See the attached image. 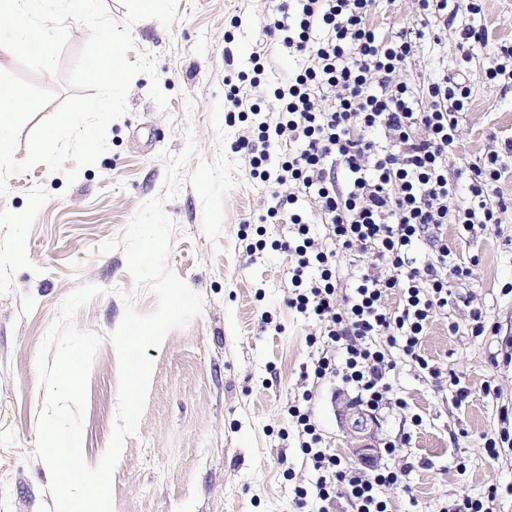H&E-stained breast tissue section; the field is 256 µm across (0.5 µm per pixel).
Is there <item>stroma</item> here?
I'll return each instance as SVG.
<instances>
[{
	"instance_id": "stroma-1",
	"label": "stroma",
	"mask_w": 512,
	"mask_h": 512,
	"mask_svg": "<svg viewBox=\"0 0 512 512\" xmlns=\"http://www.w3.org/2000/svg\"><path fill=\"white\" fill-rule=\"evenodd\" d=\"M458 22L475 20L492 40L512 44V0H483L469 15L460 0ZM277 0H178L179 20L169 28L145 19L135 23L136 51L154 57L157 79L136 75L128 112L110 123L108 149L75 182L64 173L34 166L10 178L0 197V512H39L53 507L50 471L35 455L37 418L46 388L36 366L39 346L65 297L91 283L106 293L77 314L76 324L103 336L87 383L83 457L97 466L113 432L119 364L108 339L120 324L122 294L136 310L152 313L155 296L139 287L123 250L95 248L121 238L139 206L163 191L162 151L180 154L193 130L205 157L217 151L211 125L215 102L225 99V77L251 71L250 57L266 58L263 85H282L300 64L281 42L264 32ZM420 16L418 0H376L370 23L384 37L398 35ZM89 33L71 25L60 58L61 75L30 74L54 99L35 116L50 117L74 95L65 77ZM454 25L429 23L401 77L416 89L443 76L469 78L471 105L460 120L449 171L482 161L512 136V84L489 81L496 58L474 45L471 62L461 60ZM168 95L167 111L149 96L152 83ZM272 190L240 166L224 199L223 238L218 256L202 232V200L191 184L165 204L177 226L167 257L170 270L202 299V313L148 348L154 361L146 410L128 436L114 470V512H297L295 487H310L288 408L311 390L312 418L325 442L352 463L350 441L334 400L347 393L341 380L303 381L314 352L308 337L315 320L289 308L288 269L294 258L279 242L293 235L287 219L264 222ZM467 277H450L448 306L439 310L422 338V351L442 371L440 378L398 361L390 382L402 406L379 410L378 443L395 442V456L382 465L411 462L403 484L386 489L393 512H443L456 496L483 500L498 494L493 512H512V447L490 457L487 435L512 432V363L499 359L512 340V208L501 223L478 224L469 234L458 225L440 232ZM265 248L249 256L246 245ZM483 308L496 333L478 338L468 330L470 313ZM457 325L450 333L449 325ZM469 397L456 402L450 374Z\"/></svg>"
}]
</instances>
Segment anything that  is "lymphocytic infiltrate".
Listing matches in <instances>:
<instances>
[{"label": "lymphocytic infiltrate", "mask_w": 512, "mask_h": 512, "mask_svg": "<svg viewBox=\"0 0 512 512\" xmlns=\"http://www.w3.org/2000/svg\"><path fill=\"white\" fill-rule=\"evenodd\" d=\"M375 0H280L268 35L304 58L288 84L273 90L275 110L249 97L265 71L260 53L251 56L253 77L239 75L225 95L230 111L250 121L251 136L236 141L253 178L275 185L269 219L287 215L294 227L280 247L295 258L288 270L290 308L320 324L322 344L311 360L314 378H341L372 411L392 405L389 375L406 360L430 376L435 364L421 352L434 313L448 305V277L466 275L447 244L433 239L434 253L417 261L415 251L429 232L446 224L470 232L497 224L507 209L491 198L507 172L512 139L502 153L470 165V198L454 206L457 184L448 176V154L458 139L459 117L468 111L471 89L445 77L418 92L397 77L414 57L409 32L379 36L369 23ZM379 139H372V132ZM306 198L324 228L311 236L303 214ZM367 259L358 285L337 298V271L344 255ZM398 294L396 309L385 298ZM315 474L311 488L297 487L295 504L305 512H389L385 486L413 469L343 465L324 444L308 411L288 409Z\"/></svg>", "instance_id": "obj_1"}]
</instances>
